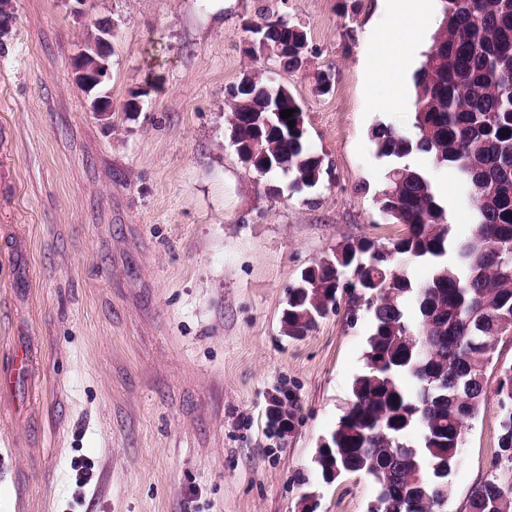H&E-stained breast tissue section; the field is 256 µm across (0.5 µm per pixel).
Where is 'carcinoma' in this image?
<instances>
[{"label":"carcinoma","instance_id":"obj_1","mask_svg":"<svg viewBox=\"0 0 512 512\" xmlns=\"http://www.w3.org/2000/svg\"><path fill=\"white\" fill-rule=\"evenodd\" d=\"M433 44L414 75L413 133L379 124L371 141L391 161L380 211L404 233L377 245L344 241L301 275L288 294L284 335L297 339L346 295V317L364 309L371 328L351 402L313 457L318 476L363 474L376 488L366 512H438L452 495L449 476L497 370L498 451L512 448V364L494 360L512 328V0H441ZM263 53L298 67L307 39L283 16L254 23ZM288 50H283V47ZM252 91L229 103L230 139L241 163L260 175L280 173L293 187H316L323 158L304 132V112L283 85L256 76ZM292 109L294 126L281 117ZM268 117L259 129L254 117ZM430 156L455 177L473 231L456 236L448 204L431 174L409 162ZM431 266L420 284L408 268ZM492 464L473 486L468 512H512V490Z\"/></svg>","mask_w":512,"mask_h":512}]
</instances>
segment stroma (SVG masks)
Masks as SVG:
<instances>
[{
    "label": "stroma",
    "mask_w": 512,
    "mask_h": 512,
    "mask_svg": "<svg viewBox=\"0 0 512 512\" xmlns=\"http://www.w3.org/2000/svg\"><path fill=\"white\" fill-rule=\"evenodd\" d=\"M15 4L0 37V512H307L311 494L316 512H366L368 478L323 483L312 458L351 399L369 316L329 313L300 340L281 320L289 288L336 244L402 233L379 210L390 161L370 130L412 133L441 0H426L418 42L393 0H87L80 16L67 0ZM266 13L304 30L302 67L245 54L247 23ZM104 17L107 123L70 73ZM378 31L405 64L373 85ZM253 73L302 107L326 168L315 188L238 159L225 102ZM136 93L140 111L125 112ZM414 163L469 235L452 174ZM281 390L295 426L273 438ZM497 439L489 392L446 512H466Z\"/></svg>",
    "instance_id": "35a3bbf8"
}]
</instances>
